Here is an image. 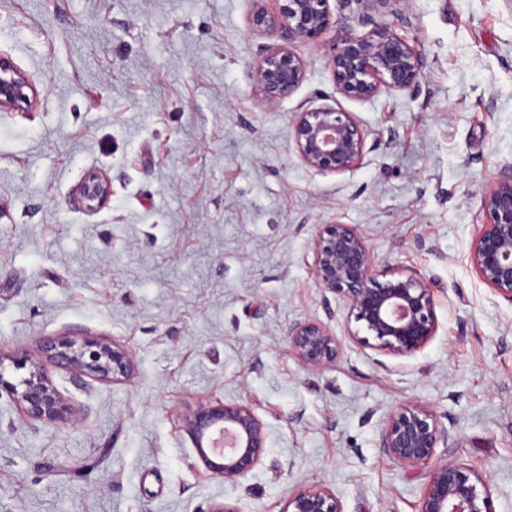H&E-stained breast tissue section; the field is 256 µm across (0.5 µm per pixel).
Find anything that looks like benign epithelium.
I'll return each mask as SVG.
<instances>
[{"mask_svg": "<svg viewBox=\"0 0 512 512\" xmlns=\"http://www.w3.org/2000/svg\"><path fill=\"white\" fill-rule=\"evenodd\" d=\"M253 0L249 30L273 39L261 46L250 75L263 93L262 104L290 97L304 78V64L290 49L296 41L317 43L334 31L331 65L336 89L358 100L380 91L414 88L422 60L412 46L377 22L372 13L399 17L397 0H363L365 13L334 17L329 0ZM371 26L361 35L355 25ZM36 90L12 61L0 55V112L31 106ZM300 160L318 172L341 174L362 164L366 133L349 112L329 107L305 109L291 133ZM111 182L101 170L83 173L74 201L87 213L105 206ZM482 222L469 249V262L480 280L499 298L512 304V166L499 172L494 186L481 199ZM316 283L342 297L349 318L360 330L351 340L384 355L408 357L423 349L438 328L431 284L415 271L388 264L379 267L365 237L353 224H322L312 246ZM365 335H359V331ZM289 342L299 362L320 371L333 364L340 341L323 322H299L288 328ZM39 349L54 366L71 374L77 385L86 379L120 382L130 378L133 362L122 347L105 338L79 335L42 336ZM26 376L13 383L5 378L4 361ZM12 399L26 420L53 423L74 420V411L57 390L43 365L24 350L0 352V395ZM184 432L197 460L210 473L229 481L245 477L267 453L263 422L244 404L208 401L185 419ZM448 440L436 417L423 406L404 407L390 415L380 447L398 465L409 468L430 461L438 444ZM283 512H343L336 494L327 488L300 490ZM418 512H494L492 496L482 474L453 461L435 465Z\"/></svg>", "mask_w": 512, "mask_h": 512, "instance_id": "benign-epithelium-1", "label": "benign epithelium"}]
</instances>
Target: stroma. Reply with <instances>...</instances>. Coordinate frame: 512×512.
Listing matches in <instances>:
<instances>
[{
    "instance_id": "35a3bbf8",
    "label": "stroma",
    "mask_w": 512,
    "mask_h": 512,
    "mask_svg": "<svg viewBox=\"0 0 512 512\" xmlns=\"http://www.w3.org/2000/svg\"><path fill=\"white\" fill-rule=\"evenodd\" d=\"M252 0H0V55L33 83L0 112V351L40 337L112 340L129 380L75 385L45 369L77 419L28 423L0 399V512H282L325 487L344 512H417L436 463L486 477L512 512V304L468 261L481 198L512 164V0H401L394 30L420 53L410 90L337 92L331 35L291 49L305 77L262 105ZM351 113L352 171L318 173L290 137L298 112ZM97 169L111 197L73 203ZM353 224L380 263L430 281L438 329L419 352L349 339L348 307L315 279L318 225ZM321 321L335 363L305 369L290 325ZM249 406L267 454L238 481L208 472L183 424L199 402ZM432 410L431 463L379 446L388 417ZM111 196V182L101 170L83 173L74 190V201L87 213H96L105 206Z\"/></svg>"
}]
</instances>
